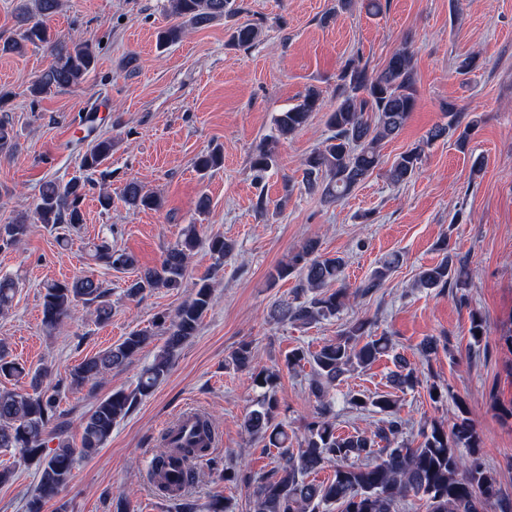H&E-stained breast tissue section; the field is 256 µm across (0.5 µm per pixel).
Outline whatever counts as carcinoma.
<instances>
[{
    "mask_svg": "<svg viewBox=\"0 0 512 512\" xmlns=\"http://www.w3.org/2000/svg\"><path fill=\"white\" fill-rule=\"evenodd\" d=\"M18 18L22 25L18 38L0 44L1 54H19L29 44L47 48L51 61L30 87L38 99L53 90L79 85L97 64L96 49L78 38L64 39L49 25L62 9V0H19ZM169 13L176 23L157 33V44L164 48L179 40L186 27H203L235 13L231 0H168ZM362 5L367 13L383 11L382 0H337L340 11ZM259 30L252 24L231 28L229 44L243 48L255 44ZM336 103L328 112L327 125L332 135L326 144L313 149L303 160L302 185L306 192L333 204L353 193L383 163V141L397 135L416 106V71L413 54L404 46L392 54L377 74L370 72L360 58L350 59L338 75ZM323 107L321 94L310 89L292 107L273 119V132L251 159L253 170L262 175L276 162L281 140L303 128L312 113ZM448 121L434 126L416 146L400 153L388 170L394 184L407 183L417 175L425 151L434 142L455 137L457 148L467 150L473 119L461 125L455 105L445 107ZM113 143L108 138L92 142L82 156V167L98 170L112 156ZM224 163L221 150L201 155L196 167L202 173L220 168ZM86 183L78 178L66 182L47 180L40 188L32 216H22L0 225V249L19 244L30 230L29 221L75 229L84 223L82 203ZM122 201L132 209H158L160 196L147 192L136 181L125 184ZM200 246L195 225L183 232L181 240L168 249L158 266L136 272L126 288V295L136 298L146 291L177 290L183 286L187 264ZM208 252L213 270L224 266V257L234 245L217 235L209 239ZM443 255L435 265L421 270L414 286L422 290L463 289L469 273L456 256L442 244ZM93 259L108 270L136 267L135 258L112 247L108 240L93 245ZM399 263L395 254L385 257L370 277L355 287L345 282L346 260L340 255L320 252L319 242L310 239L293 252L288 261L275 269L272 278L293 276L298 283L290 299L280 300L270 310V317L281 324L307 326L336 317L350 298L365 297L382 287ZM17 283L9 275L0 276V312L12 307ZM212 302V288L207 280L196 284L193 297L175 313L168 327L165 347L139 374L135 388L117 391L99 401L82 423L80 447L63 439L48 448L53 436L51 425L57 420V398L40 388L41 373L30 379L31 391L0 388V450L19 452L22 459L36 463L40 470L37 493L29 500V512H42L43 503L55 498L67 485L72 469L80 458H89L104 447L112 428L124 419L144 397L167 378L178 349L195 336L203 314ZM94 306L96 320L107 322L112 303L102 283L92 275L71 281H52L44 286L42 320L47 328L69 316L78 304ZM470 336L480 346L488 327L482 316L471 314ZM148 331L139 329L120 342L84 359L71 372V384L94 383L112 370L131 363L147 343ZM394 350L391 338L375 336L371 323L356 319L345 325L336 339L315 351L294 349L285 362L289 368L310 364L309 388L316 398L315 414L305 425L303 435L293 439L277 422V374L259 367L250 344L233 350L227 365L249 371L254 384L263 390L257 408L246 414L243 430L259 438L267 448L280 450L277 466L268 474L255 478L230 464L224 467V481L253 485L255 512H319L323 505L334 504L338 512H397L400 503L414 496L424 501L426 512H512V500L502 493L497 472L482 458L483 440L466 416L462 402H456L459 415L452 424L432 421L421 426L417 443L402 438L403 420L398 415V399L392 393L368 396L358 391L347 395L350 409L385 415L375 429L341 432L336 426L331 391L347 374L364 369ZM397 371L391 382L395 389H412L421 383L406 359L394 355ZM25 369L0 349V378L10 380ZM213 421L207 414L197 418L189 435L179 422L161 435L162 448L154 454L150 468L155 487L163 495L180 500V512H196V504L187 494L195 479L197 462L208 456V436ZM467 454H462L461 449ZM333 475L317 482L311 475L325 465Z\"/></svg>",
    "mask_w": 512,
    "mask_h": 512,
    "instance_id": "cac0c4a2",
    "label": "carcinoma"
}]
</instances>
